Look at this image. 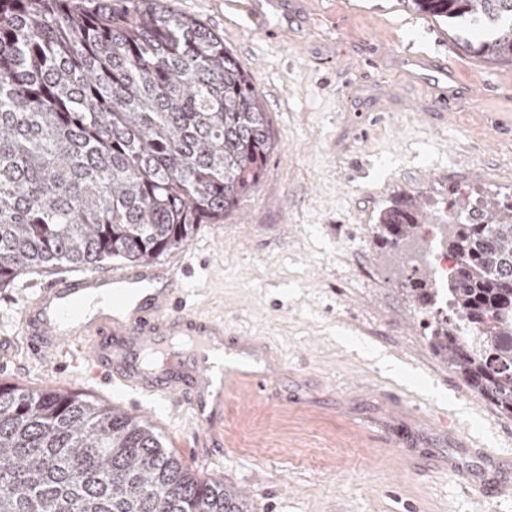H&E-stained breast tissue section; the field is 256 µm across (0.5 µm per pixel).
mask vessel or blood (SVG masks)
Here are the masks:
<instances>
[{"label": "vessel or blood", "mask_w": 512, "mask_h": 512, "mask_svg": "<svg viewBox=\"0 0 512 512\" xmlns=\"http://www.w3.org/2000/svg\"><path fill=\"white\" fill-rule=\"evenodd\" d=\"M181 290L178 270L166 263L86 269L27 286L16 333L34 356L88 380L178 398L210 425L223 409L226 380L262 392L268 376L226 364L223 320L187 309ZM71 340L83 341L86 353L69 349Z\"/></svg>", "instance_id": "vessel-or-blood-1"}]
</instances>
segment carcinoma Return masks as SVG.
Returning <instances> with one entry per match:
<instances>
[{"instance_id":"carcinoma-1","label":"carcinoma","mask_w":512,"mask_h":512,"mask_svg":"<svg viewBox=\"0 0 512 512\" xmlns=\"http://www.w3.org/2000/svg\"><path fill=\"white\" fill-rule=\"evenodd\" d=\"M512 63V0H401ZM251 76L202 21L158 0H0V288L66 263H148L184 248L261 182L274 149ZM441 226L455 259L432 346L512 417V197L377 218L383 246ZM422 305L437 289L411 279ZM479 335L466 340L463 330ZM0 512H252L186 470L144 419L0 383Z\"/></svg>"}]
</instances>
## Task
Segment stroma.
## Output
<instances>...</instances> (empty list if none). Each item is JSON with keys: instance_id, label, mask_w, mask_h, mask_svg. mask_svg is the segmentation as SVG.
Segmentation results:
<instances>
[{"instance_id": "35a3bbf8", "label": "stroma", "mask_w": 512, "mask_h": 512, "mask_svg": "<svg viewBox=\"0 0 512 512\" xmlns=\"http://www.w3.org/2000/svg\"><path fill=\"white\" fill-rule=\"evenodd\" d=\"M161 2L223 36L277 141L257 191L164 260L186 263L188 303L281 358L259 356L267 391L229 387L211 430L168 401L102 402L148 420L185 468L230 483L253 512H512V490L497 491L512 487V418L430 347L433 318L405 286L416 242L384 248L374 229L402 194L425 206L454 189L512 195V65L465 54L400 0ZM411 48L449 78L415 72ZM442 92L452 109H436ZM0 382L91 392L31 358L9 322Z\"/></svg>"}]
</instances>
